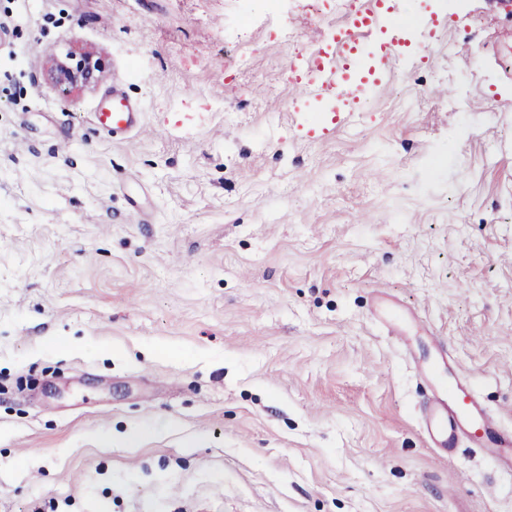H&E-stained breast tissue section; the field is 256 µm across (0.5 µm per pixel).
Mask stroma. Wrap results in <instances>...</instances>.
Wrapping results in <instances>:
<instances>
[{
	"mask_svg": "<svg viewBox=\"0 0 512 512\" xmlns=\"http://www.w3.org/2000/svg\"><path fill=\"white\" fill-rule=\"evenodd\" d=\"M390 2L425 50L347 112L297 100L263 0L231 36L237 0H0V512H512L374 313L512 427V5ZM97 61L89 55H82L72 65H59L54 75L55 81L60 86L90 85L97 81L96 72H99ZM106 105L96 112L100 126L111 128L112 134H126L142 127V112L138 103L124 95L112 92Z\"/></svg>",
	"mask_w": 512,
	"mask_h": 512,
	"instance_id": "obj_1",
	"label": "stroma"
}]
</instances>
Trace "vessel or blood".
<instances>
[{
  "instance_id": "1",
  "label": "vessel or blood",
  "mask_w": 512,
  "mask_h": 512,
  "mask_svg": "<svg viewBox=\"0 0 512 512\" xmlns=\"http://www.w3.org/2000/svg\"><path fill=\"white\" fill-rule=\"evenodd\" d=\"M387 2L368 0L366 9L352 16L338 37V44L350 59L358 57L356 32L367 25L377 24L387 9ZM400 56L399 41L391 40L382 46L378 64L355 77L341 65L335 53L321 51L314 60L318 80L303 83L297 93L299 97L312 98L319 94L323 85L332 84L344 96L364 95L368 90L385 84ZM96 119L100 126L111 129L116 135L140 130L142 126L139 104L115 92L108 95ZM452 365L447 348L439 343L435 346L434 361L416 367L420 379L435 389L422 415L428 443L431 447L444 450L461 439L501 466L512 470V429L503 427L490 415L471 382L463 374L445 377V369Z\"/></svg>"
}]
</instances>
